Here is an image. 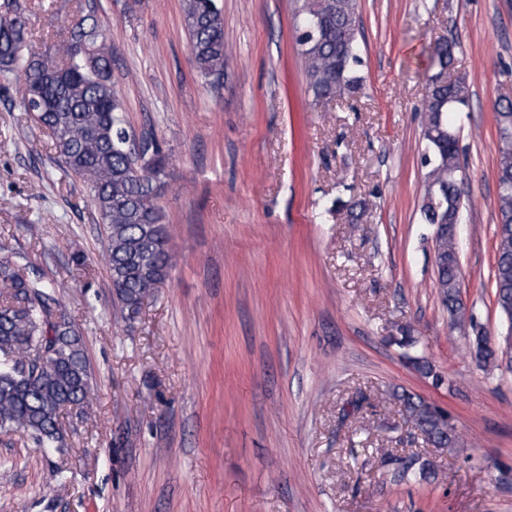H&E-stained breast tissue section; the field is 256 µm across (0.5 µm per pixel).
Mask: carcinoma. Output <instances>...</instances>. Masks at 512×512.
<instances>
[{"instance_id": "carcinoma-1", "label": "carcinoma", "mask_w": 512, "mask_h": 512, "mask_svg": "<svg viewBox=\"0 0 512 512\" xmlns=\"http://www.w3.org/2000/svg\"><path fill=\"white\" fill-rule=\"evenodd\" d=\"M297 29L309 91L317 101L354 98L364 89L358 0H300ZM81 20L42 52L32 49L27 0L0 4V73L20 78V105L52 139L56 162L82 181L102 224L106 263L121 308L139 311L168 277L169 239L156 205L169 165L154 137L136 138L112 81V46L99 22L98 7L76 3ZM192 63L212 88L224 85V15L219 0H181ZM451 46L429 54L424 103L425 224H446L437 256L442 302L459 326L473 325L460 299L457 234L461 216L462 166L448 114L468 105L465 78L450 81ZM497 180L499 221L494 287L499 309L512 302V101L499 104ZM0 432H26L38 448L62 447L63 412L89 402L91 373L75 322L63 310L44 275L24 256L0 247ZM474 357L486 366L498 354L476 333ZM407 421L436 448L453 450L455 428L439 409L409 393H393ZM402 477L423 480L431 464L420 457H391Z\"/></svg>"}]
</instances>
